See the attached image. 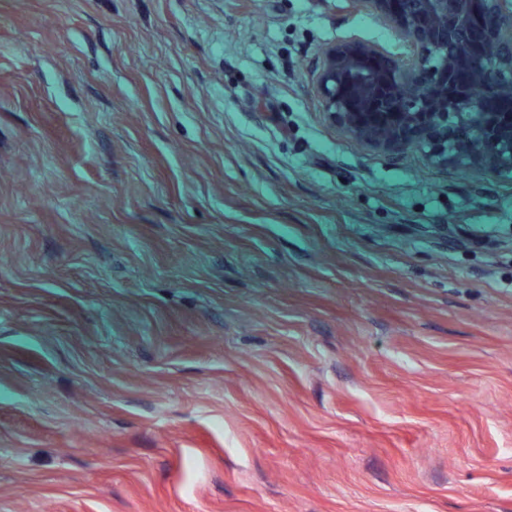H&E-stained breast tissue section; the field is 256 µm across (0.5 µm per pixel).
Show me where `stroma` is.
<instances>
[{"label":"stroma","instance_id":"35a3bbf8","mask_svg":"<svg viewBox=\"0 0 512 512\" xmlns=\"http://www.w3.org/2000/svg\"><path fill=\"white\" fill-rule=\"evenodd\" d=\"M342 0H0V512H512V179L354 142Z\"/></svg>","mask_w":512,"mask_h":512}]
</instances>
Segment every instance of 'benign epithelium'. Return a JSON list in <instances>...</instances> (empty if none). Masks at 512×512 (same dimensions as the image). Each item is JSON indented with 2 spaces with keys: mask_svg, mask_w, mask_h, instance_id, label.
I'll return each mask as SVG.
<instances>
[{
  "mask_svg": "<svg viewBox=\"0 0 512 512\" xmlns=\"http://www.w3.org/2000/svg\"><path fill=\"white\" fill-rule=\"evenodd\" d=\"M468 0H406L395 19L409 59L369 44L326 49L315 76L322 110L361 146L425 150L439 168L512 173V113L473 104V88L512 86V0H488L478 29Z\"/></svg>",
  "mask_w": 512,
  "mask_h": 512,
  "instance_id": "benign-epithelium-1",
  "label": "benign epithelium"
}]
</instances>
